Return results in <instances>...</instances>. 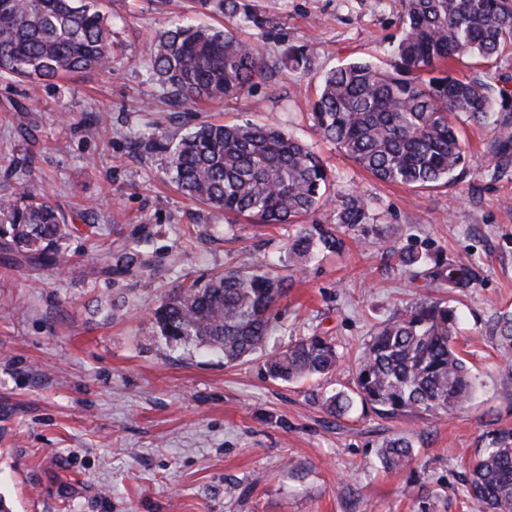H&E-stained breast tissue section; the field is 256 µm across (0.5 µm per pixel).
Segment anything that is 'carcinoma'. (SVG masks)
Here are the masks:
<instances>
[{
	"mask_svg": "<svg viewBox=\"0 0 512 512\" xmlns=\"http://www.w3.org/2000/svg\"><path fill=\"white\" fill-rule=\"evenodd\" d=\"M222 15L268 20L241 0H202ZM401 32L381 64L346 63L320 77L314 120L324 138L382 182L413 188L447 185L466 163L458 119L486 121L512 106V92L452 72L469 57L492 68L512 52V0H402ZM111 31L99 0H0V75L38 88L74 73L112 69ZM152 70L168 98L198 103L238 95L264 77L266 63L222 26L175 23L151 49ZM279 64L310 65L307 52L289 46ZM169 173L189 199L261 224H293L290 274L259 267L198 278L153 310L158 333L177 346L194 344L245 360L273 334L271 311L289 288L291 273L316 252L342 247L336 228L303 219L332 201L331 178L321 158L301 139L274 124L205 123L165 145ZM494 159L512 155V134L487 148ZM17 190L0 196V245L16 264L55 267L72 232L49 198L28 187L30 171L16 166ZM367 201L347 194L336 223L361 224ZM112 271L152 270L140 246L114 255ZM458 316L441 301L423 300L378 327L356 358L352 391L320 396L326 411L344 415L356 405L377 416L451 415L473 399L476 376L455 345ZM492 335L512 349V312L501 314ZM340 355L328 336H305L264 361L267 374L293 382L336 371ZM382 463L405 469L412 446L387 441ZM476 512H512V432L493 434L466 474Z\"/></svg>",
	"mask_w": 512,
	"mask_h": 512,
	"instance_id": "obj_1",
	"label": "carcinoma"
}]
</instances>
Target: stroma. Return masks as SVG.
<instances>
[{"mask_svg":"<svg viewBox=\"0 0 512 512\" xmlns=\"http://www.w3.org/2000/svg\"><path fill=\"white\" fill-rule=\"evenodd\" d=\"M268 24L214 14L199 0H103L112 72L76 73L37 89L0 78V194L9 166L31 158L30 184L73 231L61 267L15 266L0 251V499L10 512H471L465 464L490 435L512 431V367L491 337L512 310V160L487 154L498 125L461 120L463 173L417 190L375 179L317 130V81L353 60L385 58L401 0H248ZM186 19L224 25L273 66L252 90L208 103L168 102L149 47ZM307 46L306 71L276 69L282 49ZM25 111L6 117L12 104ZM272 121L304 140L342 198L368 200L343 247L310 262L275 307L265 352L320 334L343 355L323 379L268 378L257 353L235 365L168 347L151 317L160 300L203 274L264 260L280 267L291 224H257L187 200L155 142L206 122ZM31 129L16 131L17 121ZM141 241L158 273L90 268L105 248ZM464 268L465 286L434 280ZM435 264V265H436ZM116 304L112 319L99 309ZM454 306L455 344L479 378L454 415L396 421L355 409L328 415L319 394L353 385L374 329L423 298ZM410 439L412 470H386L379 448Z\"/></svg>","mask_w":512,"mask_h":512,"instance_id":"1","label":"stroma"}]
</instances>
